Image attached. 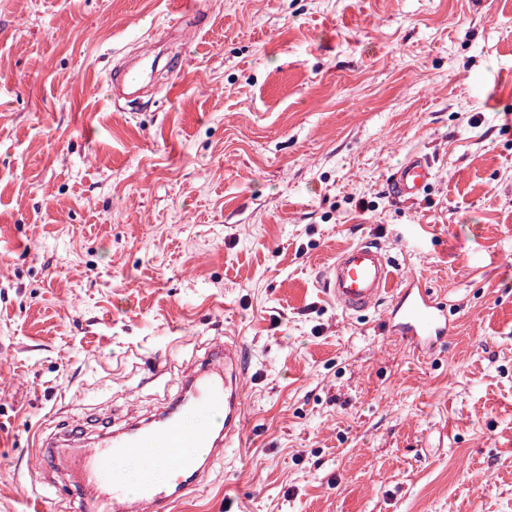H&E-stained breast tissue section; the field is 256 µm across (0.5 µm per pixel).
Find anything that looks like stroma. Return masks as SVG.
I'll list each match as a JSON object with an SVG mask.
<instances>
[{
	"label": "stroma",
	"mask_w": 512,
	"mask_h": 512,
	"mask_svg": "<svg viewBox=\"0 0 512 512\" xmlns=\"http://www.w3.org/2000/svg\"><path fill=\"white\" fill-rule=\"evenodd\" d=\"M152 37L176 92L111 98ZM367 240L446 303L432 353L325 292ZM226 337L242 442L172 512H512V0H0V512H74L43 439ZM432 168L425 158L413 155L392 174L388 186L397 199H415L431 182Z\"/></svg>",
	"instance_id": "stroma-1"
}]
</instances>
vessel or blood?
Listing matches in <instances>:
<instances>
[{"label": "vessel or blood", "instance_id": "vessel-or-blood-1", "mask_svg": "<svg viewBox=\"0 0 512 512\" xmlns=\"http://www.w3.org/2000/svg\"><path fill=\"white\" fill-rule=\"evenodd\" d=\"M432 178L430 164L414 155L396 168L388 186L395 198L412 200ZM323 284L337 305L351 314L393 295L391 331L417 348L436 349L450 332L446 305L430 289L414 282L392 290L389 260L373 242H360L338 253L324 272ZM242 354V345L235 341L210 349L200 368L189 369L184 398L171 402L154 418L120 429L104 425L85 440L55 441L66 462L65 487L77 499L78 512H171L185 492L197 490L211 466L241 435ZM186 406L210 413L214 424L187 430L181 414ZM159 439L172 448H192L193 453L169 461L170 479H157L147 468L137 487L129 488L116 477L117 464L130 457H153L152 445Z\"/></svg>", "mask_w": 512, "mask_h": 512}]
</instances>
